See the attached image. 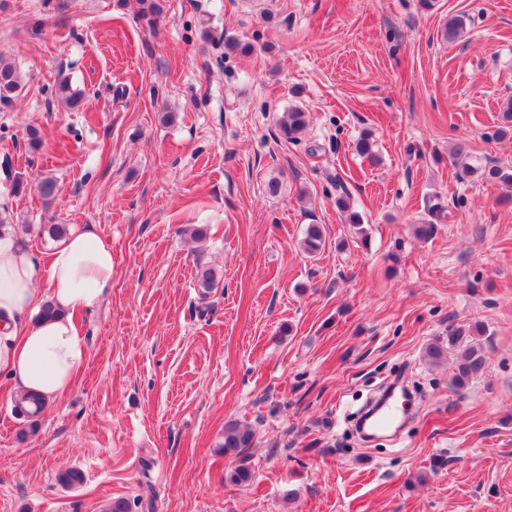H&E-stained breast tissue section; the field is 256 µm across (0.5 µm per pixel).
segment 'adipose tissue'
I'll return each mask as SVG.
<instances>
[{
    "mask_svg": "<svg viewBox=\"0 0 512 512\" xmlns=\"http://www.w3.org/2000/svg\"><path fill=\"white\" fill-rule=\"evenodd\" d=\"M112 275V242L94 227L71 230L40 258L14 225H0V373L19 392L53 401L72 387L86 359L75 315L107 301ZM45 297L53 316L39 314Z\"/></svg>",
    "mask_w": 512,
    "mask_h": 512,
    "instance_id": "obj_1",
    "label": "adipose tissue"
}]
</instances>
